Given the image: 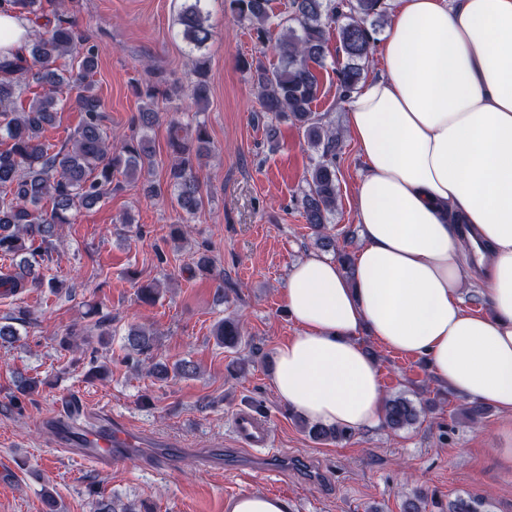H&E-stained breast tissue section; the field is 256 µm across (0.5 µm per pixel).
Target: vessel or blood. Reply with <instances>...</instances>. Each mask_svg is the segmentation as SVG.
I'll return each mask as SVG.
<instances>
[{"instance_id": "vessel-or-blood-1", "label": "vessel or blood", "mask_w": 512, "mask_h": 512, "mask_svg": "<svg viewBox=\"0 0 512 512\" xmlns=\"http://www.w3.org/2000/svg\"><path fill=\"white\" fill-rule=\"evenodd\" d=\"M53 442L61 449L77 448L84 459L108 469L120 457L136 447L138 439L122 424L109 423L87 431L65 418L50 422ZM233 433L239 446L252 450H269L273 446L270 425L249 411H239L233 418Z\"/></svg>"}]
</instances>
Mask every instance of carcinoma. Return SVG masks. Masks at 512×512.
<instances>
[{
	"mask_svg": "<svg viewBox=\"0 0 512 512\" xmlns=\"http://www.w3.org/2000/svg\"><path fill=\"white\" fill-rule=\"evenodd\" d=\"M66 0H55L53 13H45L43 0H0V12L8 10L38 24L42 32L25 48L0 57V254L20 258L19 272L0 275V289L14 294L27 285H48L53 290L64 287L61 280L44 281L35 273L42 249L52 244L60 227L75 220L78 208L93 205L112 194L114 173L122 174L130 183L153 167V151L145 136L132 137L112 147V134L104 126L100 98L91 76L97 64L98 48L66 9ZM224 5L239 22L250 25L256 38L264 39L272 25L269 0H224ZM286 34L280 42V62L269 68L259 59H240V65L257 89L259 112L272 114L277 120H290L302 128L317 158L305 178L299 205L303 217L317 234L324 249L335 250L344 269L351 267L352 255L336 249V242L325 234L330 216L336 208V155L341 134L324 121V115L313 111L318 97L317 69L324 67L326 34L332 24L347 19L339 26L338 35L345 60L334 68L339 101L347 102L359 89L362 71L372 54L374 33L386 14L385 0H290ZM208 0H191L184 5L179 24L183 38L195 52L189 92L204 111L209 101L208 58L203 49L211 38L208 24ZM64 56L77 57V66L58 69L56 61ZM37 85L41 92L28 107L18 100ZM77 91L74 103L82 112L78 128L67 142L52 149L42 142L45 124L52 121L62 87ZM135 94L144 103L138 122L150 128L157 120L154 106L159 99L171 98V89L161 83L136 85ZM210 139L205 121L182 126L175 123L169 131L168 146L174 162L169 170V186L180 212L191 216L205 205L202 187L196 176L201 156L209 151ZM40 242L33 248L31 244ZM74 329L60 337L59 347L74 354L79 349ZM214 335L224 347L235 349L241 343L239 322L230 318L219 321ZM156 346L154 333L131 324L122 345L121 362L140 369L151 360L148 371L160 380L169 377L191 378L196 367L189 360L168 364L153 359ZM44 381L37 376L18 375L14 381L13 405L21 410L23 402L39 393ZM428 406H416L403 396L385 401L384 423L400 431L414 425ZM317 441L346 440L352 430L326 428L319 424L307 427ZM483 502L471 495L460 496L449 504L448 512H482ZM94 512H140L133 504L118 506L101 494L93 500Z\"/></svg>",
	"mask_w": 512,
	"mask_h": 512,
	"instance_id": "cac0c4a2",
	"label": "carcinoma"
}]
</instances>
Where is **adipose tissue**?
Masks as SVG:
<instances>
[{"label": "adipose tissue", "instance_id": "adipose-tissue-1", "mask_svg": "<svg viewBox=\"0 0 512 512\" xmlns=\"http://www.w3.org/2000/svg\"><path fill=\"white\" fill-rule=\"evenodd\" d=\"M379 57L345 116L364 162L353 271L314 254L290 269L300 331L275 349L272 387L309 422L378 425L369 335L512 413V0H396ZM476 286L486 311L464 305Z\"/></svg>", "mask_w": 512, "mask_h": 512}]
</instances>
